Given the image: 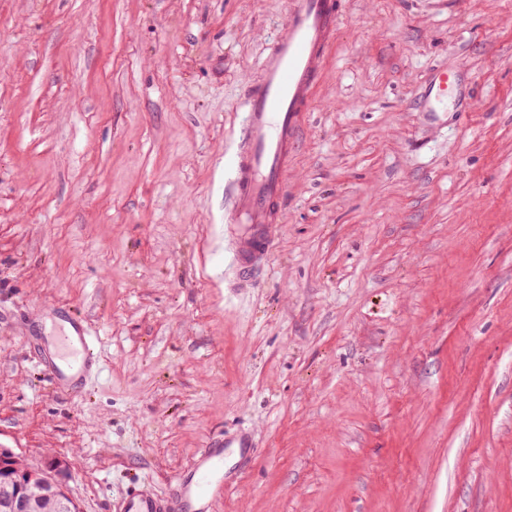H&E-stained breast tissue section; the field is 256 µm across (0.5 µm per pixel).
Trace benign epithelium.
Listing matches in <instances>:
<instances>
[{
  "instance_id": "1",
  "label": "benign epithelium",
  "mask_w": 512,
  "mask_h": 512,
  "mask_svg": "<svg viewBox=\"0 0 512 512\" xmlns=\"http://www.w3.org/2000/svg\"><path fill=\"white\" fill-rule=\"evenodd\" d=\"M66 468L64 461L50 458L39 467H28L11 449L0 448V504L9 512H32L34 488L46 497L71 499L62 481Z\"/></svg>"
}]
</instances>
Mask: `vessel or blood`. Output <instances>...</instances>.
<instances>
[{
	"instance_id": "obj_1",
	"label": "vessel or blood",
	"mask_w": 512,
	"mask_h": 512,
	"mask_svg": "<svg viewBox=\"0 0 512 512\" xmlns=\"http://www.w3.org/2000/svg\"><path fill=\"white\" fill-rule=\"evenodd\" d=\"M339 19L335 0H292L283 33L264 57L259 78L248 88L244 123L233 156V226L227 236L238 286H246L266 267L272 228L279 222L278 206L286 192L284 176L305 114L312 106L311 89L318 77L319 60ZM420 100L422 107L433 113L447 102V72L434 73ZM75 330V336L58 337L59 360L44 367L52 382L62 381L66 371L83 372L100 364L88 328L79 324ZM254 448L246 431L230 440H213L181 477L176 497L166 499L138 490L125 512H187L192 499L207 498L212 488L220 486L226 454L246 459Z\"/></svg>"
}]
</instances>
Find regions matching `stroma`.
Segmentation results:
<instances>
[{
    "instance_id": "obj_1",
    "label": "stroma",
    "mask_w": 512,
    "mask_h": 512,
    "mask_svg": "<svg viewBox=\"0 0 512 512\" xmlns=\"http://www.w3.org/2000/svg\"><path fill=\"white\" fill-rule=\"evenodd\" d=\"M290 0H0V448L81 512H512V0H342L251 288L224 249L244 84ZM453 73L465 112L418 104ZM77 312L102 371L43 375ZM230 452L241 459L254 453L255 443L247 431H240L233 439H214L199 460L180 477V493L173 498H161L152 491H137L124 512H191L187 511L193 498L206 499L213 487H221L219 477L224 469V458ZM136 506V507H135Z\"/></svg>"
}]
</instances>
